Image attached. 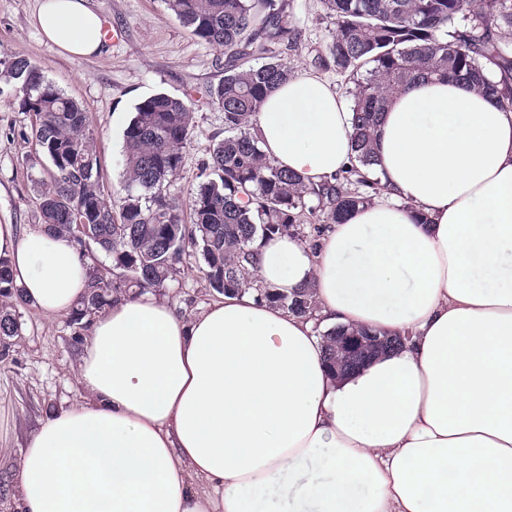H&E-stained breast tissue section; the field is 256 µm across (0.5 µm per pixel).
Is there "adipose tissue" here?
Here are the masks:
<instances>
[{
    "label": "adipose tissue",
    "mask_w": 512,
    "mask_h": 512,
    "mask_svg": "<svg viewBox=\"0 0 512 512\" xmlns=\"http://www.w3.org/2000/svg\"><path fill=\"white\" fill-rule=\"evenodd\" d=\"M32 19L64 53L105 50L88 0H37ZM253 133L307 185L355 161L350 105L317 74L279 85ZM369 174L383 194L318 247L258 251L254 280L312 288L317 321L250 289L190 315L146 292L96 316L86 399L29 437L15 512H512V111L417 83L384 112ZM0 254L43 317L87 290V261L45 229L0 224ZM317 322L403 342L335 376Z\"/></svg>",
    "instance_id": "1"
}]
</instances>
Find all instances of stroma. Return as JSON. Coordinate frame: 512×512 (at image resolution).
Wrapping results in <instances>:
<instances>
[{
  "mask_svg": "<svg viewBox=\"0 0 512 512\" xmlns=\"http://www.w3.org/2000/svg\"><path fill=\"white\" fill-rule=\"evenodd\" d=\"M288 20L302 33L289 55L293 74L312 70L335 34L320 0H286ZM36 0H0V59L24 57L68 97L84 105L112 204L123 195L119 163L123 132L135 105L166 93L183 99L193 114L191 138L180 172L167 184L184 200L200 183L214 143L224 137V114L208 96L224 76L222 48L192 36L164 0H90L122 37L103 56L72 58L48 42L31 22ZM32 113L23 111L12 89L0 92V224L20 232L38 228L37 194L48 162L30 138ZM200 256L187 258L162 296L189 314L218 299L201 271ZM21 334L8 359H0V474L10 472L28 437L49 412L81 402L76 370L82 348L69 316L47 319L31 306L19 309Z\"/></svg>",
  "mask_w": 512,
  "mask_h": 512,
  "instance_id": "stroma-1",
  "label": "stroma"
}]
</instances>
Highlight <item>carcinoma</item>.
<instances>
[{
    "mask_svg": "<svg viewBox=\"0 0 512 512\" xmlns=\"http://www.w3.org/2000/svg\"><path fill=\"white\" fill-rule=\"evenodd\" d=\"M336 34L314 60L352 83L353 143L358 164L319 184L305 185L261 151L251 135L267 95L286 81L288 53L301 33L291 26L284 0H168L192 34L224 50V79L210 91L224 109V138L189 198L166 193L183 164L192 126L186 102L165 93L135 106L124 130L121 177L126 196L115 211L108 199L90 123L83 105L66 96L31 61L0 60V78L19 106L35 116L31 138L48 159L38 208L41 224L80 246L93 262L87 292L70 313L82 335L112 299L162 288L176 265L198 253L204 275L228 295L253 285L259 242L294 234L318 246L338 224L380 193L364 167L382 112L397 92L424 80L463 77L512 109V0H321ZM105 253L99 261L94 250ZM263 301L312 319V289L290 296L262 287ZM27 303L8 258L0 255V358L10 355Z\"/></svg>",
    "mask_w": 512,
    "mask_h": 512,
    "instance_id": "cac0c4a2",
    "label": "carcinoma"
}]
</instances>
